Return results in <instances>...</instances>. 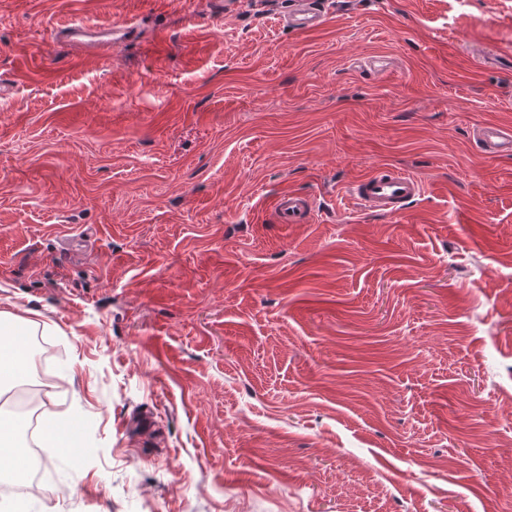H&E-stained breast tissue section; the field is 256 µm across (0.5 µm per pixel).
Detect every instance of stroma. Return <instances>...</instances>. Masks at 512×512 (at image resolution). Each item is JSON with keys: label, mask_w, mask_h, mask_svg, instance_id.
<instances>
[{"label": "stroma", "mask_w": 512, "mask_h": 512, "mask_svg": "<svg viewBox=\"0 0 512 512\" xmlns=\"http://www.w3.org/2000/svg\"><path fill=\"white\" fill-rule=\"evenodd\" d=\"M289 2L0 0V308L96 450L7 512H512V0ZM381 163L425 196L360 210ZM330 12L318 0H292L286 18L288 27L297 32L321 29L329 20ZM134 29L128 20H123L113 23L106 34L100 33L99 36L82 40L83 37L88 36L89 28L83 22L71 19L66 25L57 28L56 36L60 41L71 43L87 53L95 54L109 43L116 45L126 42L134 35ZM473 140L477 155L483 159H492L503 155H512V127L486 122L476 126ZM275 213L282 224H308L313 213L311 197L302 192L289 191L276 198Z\"/></svg>", "instance_id": "stroma-1"}]
</instances>
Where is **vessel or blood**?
Instances as JSON below:
<instances>
[{
	"mask_svg": "<svg viewBox=\"0 0 512 512\" xmlns=\"http://www.w3.org/2000/svg\"><path fill=\"white\" fill-rule=\"evenodd\" d=\"M329 20V11L322 0H292L286 18L288 27L298 32L321 29ZM135 33L129 21L113 23L105 34L90 36L88 27L78 20H70L58 27L56 36L88 53H97L105 45L121 44ZM473 140L477 154L487 160L512 155V127L486 122L476 126ZM426 191L419 175L385 165L370 171L351 184L349 195L361 209L382 214H395L413 203ZM275 213L280 223L307 224L313 213L309 195L291 191L281 194L275 201Z\"/></svg>",
	"mask_w": 512,
	"mask_h": 512,
	"instance_id": "obj_1",
	"label": "vessel or blood"
}]
</instances>
